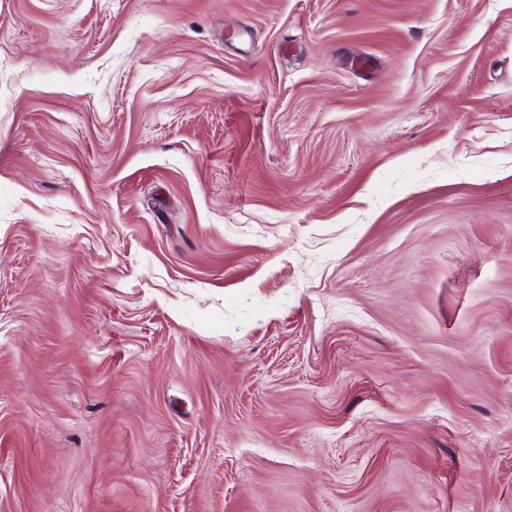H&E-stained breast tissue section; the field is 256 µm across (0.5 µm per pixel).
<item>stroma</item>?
Returning <instances> with one entry per match:
<instances>
[{"instance_id": "35a3bbf8", "label": "stroma", "mask_w": 512, "mask_h": 512, "mask_svg": "<svg viewBox=\"0 0 512 512\" xmlns=\"http://www.w3.org/2000/svg\"><path fill=\"white\" fill-rule=\"evenodd\" d=\"M0 512H512V0H0Z\"/></svg>"}]
</instances>
